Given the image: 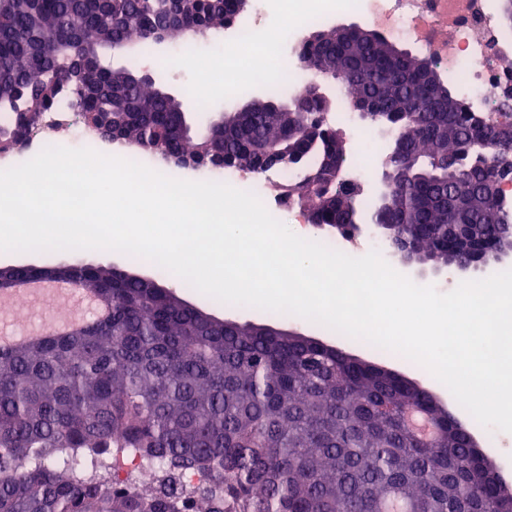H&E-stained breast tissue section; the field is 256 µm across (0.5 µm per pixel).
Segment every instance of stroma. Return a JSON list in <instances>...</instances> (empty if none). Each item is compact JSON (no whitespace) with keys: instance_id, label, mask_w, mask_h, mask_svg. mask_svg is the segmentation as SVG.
<instances>
[{"instance_id":"obj_1","label":"stroma","mask_w":512,"mask_h":512,"mask_svg":"<svg viewBox=\"0 0 512 512\" xmlns=\"http://www.w3.org/2000/svg\"><path fill=\"white\" fill-rule=\"evenodd\" d=\"M180 41L176 38L168 39L163 45H150L148 54L123 55L116 57L119 65L132 67L138 74H152L156 79L158 88L176 98L182 99L186 111L192 114V124L195 131H202L208 123L219 114L238 111L245 103L247 97H261L265 94L263 86L255 85L248 95L234 98H225L223 93L211 96L205 110H197L192 101L187 100L186 94L192 83L193 71L187 66L163 68L160 59L170 57ZM90 263L105 267H119L122 269H135L147 278L159 277L160 272L154 266L144 263L138 266L131 265L129 255L114 251L103 250H72V251H40L0 253V266L13 264H27L42 266L45 264H74ZM166 287L179 292L186 302L204 310L212 317L218 319H232L238 322H248L272 326L277 329L297 333L303 336L317 338L329 345H337L339 338L333 330L320 324L305 320L297 316H288L277 319L275 313L259 309L217 303L213 298L201 294L192 288L180 287L177 280L169 279ZM71 308L68 301L54 299L39 307L28 302L25 298H17L10 305L0 308V325L5 326L8 333L16 336H28L38 332L45 319L64 320L69 317ZM344 352L363 361L386 366L415 381L431 392L441 405L456 415L461 421H468L469 416L465 409L456 401L448 388L439 382L427 369L406 359H392L389 355L374 352L370 346L361 343L342 345Z\"/></svg>"}]
</instances>
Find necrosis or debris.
<instances>
[{"mask_svg": "<svg viewBox=\"0 0 512 512\" xmlns=\"http://www.w3.org/2000/svg\"><path fill=\"white\" fill-rule=\"evenodd\" d=\"M351 8L457 78L473 111H489L512 89V32L503 28L495 0H257L253 14L224 27L218 59L225 95L243 91L244 69L263 85L302 90L316 78L299 58L306 30ZM272 56L282 60L280 72L269 71Z\"/></svg>", "mask_w": 512, "mask_h": 512, "instance_id": "1", "label": "necrosis or debris"}]
</instances>
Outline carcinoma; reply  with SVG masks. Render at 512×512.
Masks as SVG:
<instances>
[{"label":"carcinoma","instance_id":"1","mask_svg":"<svg viewBox=\"0 0 512 512\" xmlns=\"http://www.w3.org/2000/svg\"><path fill=\"white\" fill-rule=\"evenodd\" d=\"M233 0H0V150L66 106L109 113L117 142L144 153H195L197 141L169 96L105 58L150 30L222 28ZM97 63L91 94L68 82L73 49ZM302 61L346 84L350 104L376 108L392 143L381 169L393 187L362 214L347 182L348 151L325 120L330 103L255 97L203 135L224 167L293 177L285 190L312 224L382 227L391 248L448 266L512 242V198L488 199L512 182V103L473 112L432 61L394 54L388 39L353 29L306 35ZM284 148L267 166L263 147ZM467 224L474 253L450 225ZM20 280L77 284L109 308L85 327L0 346V512H512L467 426L419 385L313 338L272 336L263 325L224 324L116 267H0V286ZM417 407L436 435L414 433ZM157 460L153 482L118 478L120 454ZM191 471L198 482L189 483Z\"/></svg>","mask_w":512,"mask_h":512}]
</instances>
